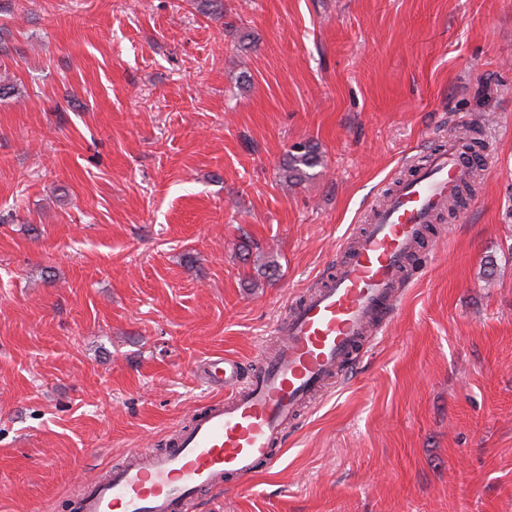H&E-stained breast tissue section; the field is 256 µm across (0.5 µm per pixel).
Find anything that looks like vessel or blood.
<instances>
[{
  "label": "vessel or blood",
  "instance_id": "vessel-or-blood-1",
  "mask_svg": "<svg viewBox=\"0 0 512 512\" xmlns=\"http://www.w3.org/2000/svg\"><path fill=\"white\" fill-rule=\"evenodd\" d=\"M467 152L464 140L450 138L371 210L367 224L341 244L332 276L277 325V346L257 367L206 360L209 378L227 388L224 399L203 408L169 449L128 450L105 479L83 486L77 512H195L201 491L272 469L310 397L330 380L346 379L363 340L393 314L425 225L471 176Z\"/></svg>",
  "mask_w": 512,
  "mask_h": 512
}]
</instances>
